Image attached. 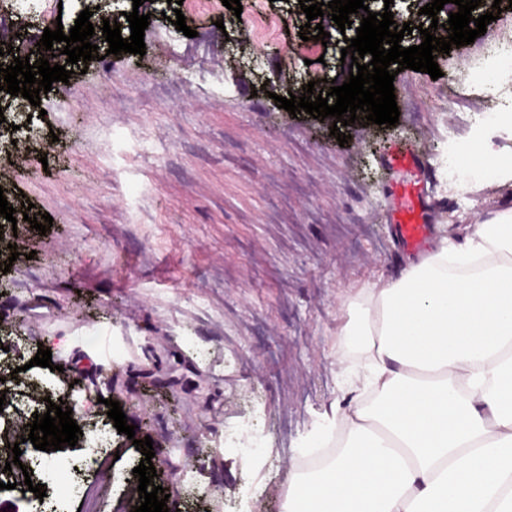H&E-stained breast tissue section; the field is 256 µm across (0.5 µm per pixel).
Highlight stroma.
<instances>
[{
    "label": "stroma",
    "instance_id": "1",
    "mask_svg": "<svg viewBox=\"0 0 512 512\" xmlns=\"http://www.w3.org/2000/svg\"><path fill=\"white\" fill-rule=\"evenodd\" d=\"M86 0H36L29 35L71 28ZM144 56L74 64L40 106L0 100L14 159L0 169L10 206L30 199L46 232L4 225L12 258L0 293V454L11 420L48 387L76 403L82 431L107 424L118 401L134 438L103 451L67 446L80 486L105 485L97 512L122 503L123 476L152 438L158 483L181 512H282L288 474L309 430L342 398L336 330L350 289L399 278L407 264L385 221L398 173L385 160L425 162L434 237L473 235L480 214L512 207V179L453 190L456 146L490 136L512 152V129L483 114L512 109V75L496 95L473 83L491 45L512 43V8L474 43L438 54V79L410 69L394 81L396 126L367 119L331 135L332 118L295 116L276 99L308 82L347 81L341 50L300 39L298 0H183L195 37L174 33L167 0H151ZM462 99L455 111L449 92ZM29 128L14 130L19 117ZM53 368L33 365L39 346ZM245 438L265 452L246 457ZM0 512H84L81 498L10 488ZM387 164L390 168L397 171H417L422 161L414 150L402 147L389 155Z\"/></svg>",
    "mask_w": 512,
    "mask_h": 512
}]
</instances>
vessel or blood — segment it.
Here are the masks:
<instances>
[{"mask_svg":"<svg viewBox=\"0 0 512 512\" xmlns=\"http://www.w3.org/2000/svg\"><path fill=\"white\" fill-rule=\"evenodd\" d=\"M420 163L419 155L406 147L397 149L387 159L390 168L402 172L417 170ZM388 221L395 227L403 252L419 253L431 229L425 213L423 191L418 182L406 179L396 183Z\"/></svg>","mask_w":512,"mask_h":512,"instance_id":"1","label":"vessel or blood"}]
</instances>
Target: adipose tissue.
<instances>
[{
  "label": "adipose tissue",
  "mask_w": 512,
  "mask_h": 512,
  "mask_svg": "<svg viewBox=\"0 0 512 512\" xmlns=\"http://www.w3.org/2000/svg\"><path fill=\"white\" fill-rule=\"evenodd\" d=\"M334 406L283 512H512V207L346 302Z\"/></svg>",
  "instance_id": "adipose-tissue-1"
}]
</instances>
